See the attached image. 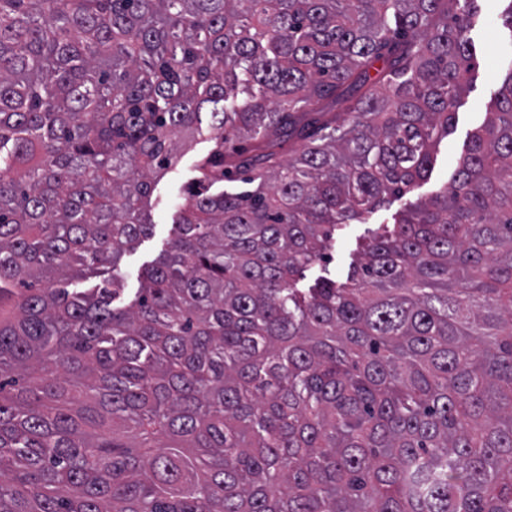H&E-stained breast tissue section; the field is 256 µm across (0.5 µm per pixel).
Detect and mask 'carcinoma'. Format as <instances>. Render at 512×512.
I'll return each mask as SVG.
<instances>
[{"label":"carcinoma","instance_id":"obj_1","mask_svg":"<svg viewBox=\"0 0 512 512\" xmlns=\"http://www.w3.org/2000/svg\"><path fill=\"white\" fill-rule=\"evenodd\" d=\"M476 13L0 0V512H512V61L452 181L296 287L429 178ZM212 137V131L203 125L192 147L181 151L175 165L156 180L148 207L154 223L151 235L133 251L126 253L122 260L123 288L126 294L133 295L140 288L144 268L165 248L176 203L184 186L194 177L196 161L211 149Z\"/></svg>","mask_w":512,"mask_h":512}]
</instances>
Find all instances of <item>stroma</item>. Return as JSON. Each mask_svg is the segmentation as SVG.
I'll return each instance as SVG.
<instances>
[{
	"label": "stroma",
	"mask_w": 512,
	"mask_h": 512,
	"mask_svg": "<svg viewBox=\"0 0 512 512\" xmlns=\"http://www.w3.org/2000/svg\"><path fill=\"white\" fill-rule=\"evenodd\" d=\"M507 6V0H478L480 14L472 32L477 48L476 60L454 108L453 127L436 149L430 180L404 196L391 199L384 207L370 214L365 223L343 225L336 233V243L329 252L328 261L305 270L297 282L298 288L311 287L321 276L346 280L351 263L359 255L361 242L371 231L391 223L395 214L428 199L437 186L451 181L470 134L483 124L498 91L501 80L499 61L512 55V37L500 28L501 16ZM212 137L209 128H202L191 148L181 151L175 165L157 179L149 201L152 232L133 251L126 253L122 260L126 294L137 291L144 268L164 249L176 203L184 186L194 176L198 158L211 149Z\"/></svg>",
	"instance_id": "35a3bbf8"
}]
</instances>
